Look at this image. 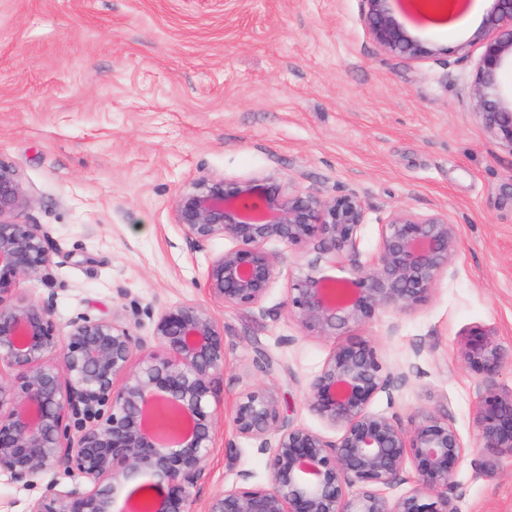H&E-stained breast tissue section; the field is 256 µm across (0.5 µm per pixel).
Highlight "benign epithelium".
I'll return each instance as SVG.
<instances>
[{
    "label": "benign epithelium",
    "instance_id": "7a95c632",
    "mask_svg": "<svg viewBox=\"0 0 512 512\" xmlns=\"http://www.w3.org/2000/svg\"><path fill=\"white\" fill-rule=\"evenodd\" d=\"M362 2L368 32L384 53L415 59L445 53L406 31L389 0ZM464 5L405 0L426 17L447 18ZM474 41L482 52L469 98L487 135L512 151V89L499 80L512 68V0H491ZM30 204L18 171L0 162V369L10 372L0 384V475L26 486L47 472L79 477L63 489L47 483L27 512H114L115 490L142 473L154 482L140 497H128L122 512H193L190 489L212 449L224 332L206 308L184 302L135 310L154 321L151 345L118 316L79 313L60 330L53 299L16 298L19 280L43 274L57 251L46 225L19 221ZM173 214L191 247L218 238L232 243L204 273L206 292L224 305L261 306L278 274L272 244L348 261V276L311 270L288 288V314L312 336H343L382 313L426 303L458 253L457 228L447 216L402 209L382 223L378 252L364 261L367 205L360 195H286L273 173L238 181L201 176L175 198ZM456 358L479 381L480 447L512 458V388L499 382L512 359L479 327L464 333ZM406 379L405 370H388L367 340L335 348L308 382L306 403L340 432L336 440L290 423L272 395L248 393L233 430L266 456L268 483L241 473L205 512H458L448 487L468 447L448 424V412L422 413L405 430L397 417L372 408L382 394L393 401ZM158 405L181 420L171 437L153 426ZM407 483L410 489L387 495Z\"/></svg>",
    "mask_w": 512,
    "mask_h": 512
}]
</instances>
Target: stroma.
Returning <instances> with one entry per match:
<instances>
[{"label": "stroma", "instance_id": "35a3bbf8", "mask_svg": "<svg viewBox=\"0 0 512 512\" xmlns=\"http://www.w3.org/2000/svg\"><path fill=\"white\" fill-rule=\"evenodd\" d=\"M490 0L452 24L398 19L434 59L384 54L362 0H0V161L32 199L21 222L59 243L48 274L20 295L76 314L127 316L174 302L204 306L224 331L212 452L191 490L194 512L238 474L266 483L265 456L235 436L232 416L254 389L290 422L335 438L311 413L309 379L341 337L310 336L288 315L291 281L315 269L342 277L312 250L277 248L279 275L261 308L209 297L203 274L224 240L190 248L172 205L202 175L274 173L283 192L353 190L368 205L360 245L376 253L400 209L447 215L459 251L430 299L352 327L387 366L411 365L394 401L374 407L411 429L448 408L470 451L448 492L458 512H512V459L492 474L477 446L474 377L454 356L480 326L512 355V151L489 139L466 90L473 42Z\"/></svg>", "mask_w": 512, "mask_h": 512}]
</instances>
